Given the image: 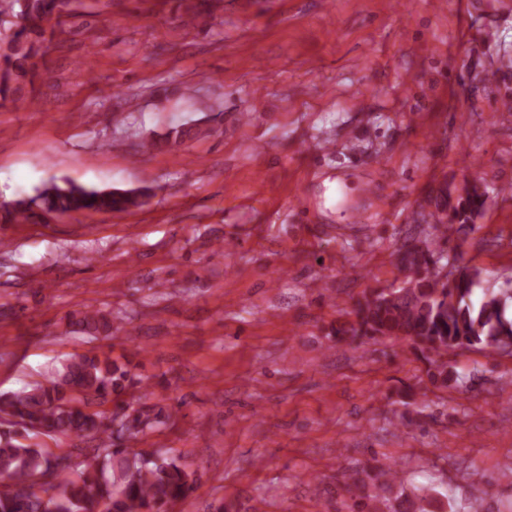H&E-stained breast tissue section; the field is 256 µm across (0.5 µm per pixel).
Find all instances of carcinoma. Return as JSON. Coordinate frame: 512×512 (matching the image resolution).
<instances>
[{"mask_svg": "<svg viewBox=\"0 0 512 512\" xmlns=\"http://www.w3.org/2000/svg\"><path fill=\"white\" fill-rule=\"evenodd\" d=\"M65 0H0V16H19L20 29L11 23L0 33V99L16 92L11 82L35 77L33 59L41 46L31 35H41L57 17ZM437 215L447 220L432 225L435 237L449 239L475 227L488 200L477 183L467 185L455 200L444 192L436 196ZM41 203L49 212H123L139 206L133 196L87 188L70 180L51 182L27 200L16 201L10 221L28 216ZM404 275L402 286L390 292L372 290L357 300L353 336L403 338L428 362L430 379L448 386V364L443 357L456 348L502 352L512 345V282L481 288L478 269L456 268L428 240L404 244L397 254ZM89 336L112 335V319L87 309L75 322ZM136 381L127 365L90 349L66 358L41 381L24 390L0 396V512H164L184 499L195 483L194 474L174 458L159 459L115 447V441L133 439L165 423L163 409H135L122 396ZM113 398L111 414L89 406ZM90 437L93 454L78 466L72 455L56 454L35 438ZM377 493L366 496L367 512H432L435 498L426 492L391 499L387 494L400 483L386 466L368 475Z\"/></svg>", "mask_w": 512, "mask_h": 512, "instance_id": "cac0c4a2", "label": "carcinoma"}]
</instances>
